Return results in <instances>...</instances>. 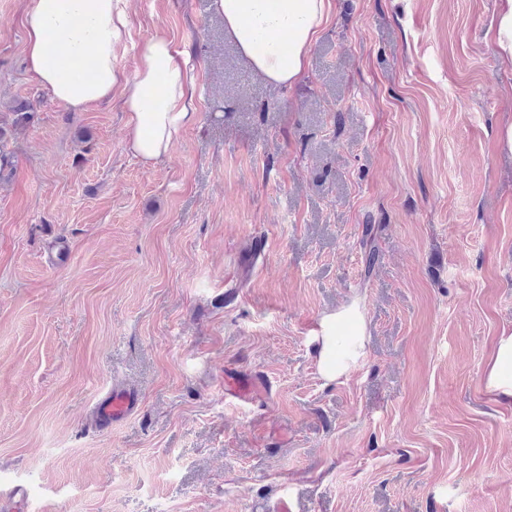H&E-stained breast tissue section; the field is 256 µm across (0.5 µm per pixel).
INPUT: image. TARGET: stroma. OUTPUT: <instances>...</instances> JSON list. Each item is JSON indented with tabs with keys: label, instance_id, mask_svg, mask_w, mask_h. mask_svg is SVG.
I'll list each match as a JSON object with an SVG mask.
<instances>
[{
	"label": "stroma",
	"instance_id": "stroma-1",
	"mask_svg": "<svg viewBox=\"0 0 512 512\" xmlns=\"http://www.w3.org/2000/svg\"><path fill=\"white\" fill-rule=\"evenodd\" d=\"M307 79L250 72L210 0H127L133 45L188 62L194 123L147 167L119 99L74 112L0 0V113L33 123L0 180V487L30 512H512V72L496 0H335ZM377 247L366 263V234ZM366 356L326 382L320 319ZM264 388L224 397V375ZM138 412L90 414L112 386ZM498 1L486 37L500 66L512 71V0ZM364 323V315L356 303L321 319L320 332L314 336V341L320 373L325 380L346 379L365 357ZM341 324L350 325L351 333L340 336L338 327ZM488 394L512 401V332L503 331L498 340L495 356L485 375ZM139 408V394L129 387H113L102 397L95 408V424L100 431L132 417ZM7 500V503L4 501ZM1 510L7 512H26L30 505L29 495L24 486L17 485L1 494Z\"/></svg>",
	"mask_w": 512,
	"mask_h": 512
}]
</instances>
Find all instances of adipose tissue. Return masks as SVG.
Segmentation results:
<instances>
[{"label":"adipose tissue","mask_w":512,"mask_h":512,"mask_svg":"<svg viewBox=\"0 0 512 512\" xmlns=\"http://www.w3.org/2000/svg\"><path fill=\"white\" fill-rule=\"evenodd\" d=\"M127 0H30L24 15L25 59L37 82L66 108L81 111L119 97L127 148L143 164L165 160L179 131L194 119L193 82L171 40L134 47L132 72L116 50L130 37ZM334 0H211L224 33L250 68L275 86L307 72L309 50L328 24ZM500 66L512 71V0H499L486 32ZM364 315L352 305L324 316L315 337L322 377H348L364 358ZM485 390L512 401V332H502Z\"/></svg>","instance_id":"adipose-tissue-1"}]
</instances>
